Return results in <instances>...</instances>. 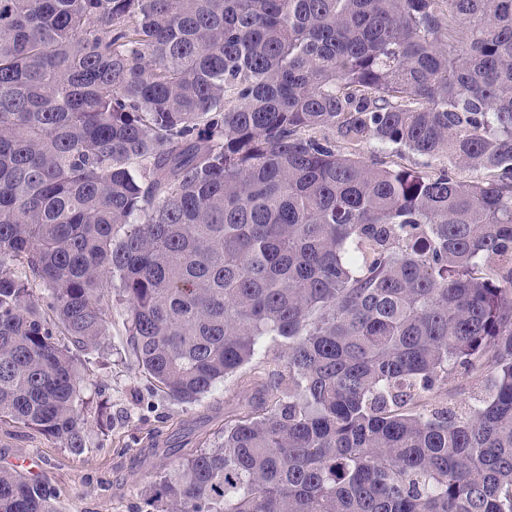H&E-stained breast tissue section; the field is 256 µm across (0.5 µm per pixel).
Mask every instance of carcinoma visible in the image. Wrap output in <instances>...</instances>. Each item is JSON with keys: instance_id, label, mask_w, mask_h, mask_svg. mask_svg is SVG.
Listing matches in <instances>:
<instances>
[{"instance_id": "carcinoma-1", "label": "carcinoma", "mask_w": 512, "mask_h": 512, "mask_svg": "<svg viewBox=\"0 0 512 512\" xmlns=\"http://www.w3.org/2000/svg\"><path fill=\"white\" fill-rule=\"evenodd\" d=\"M114 280L173 401L281 347L152 512H512V0H0V425L83 451ZM357 154H359L360 157L364 158L366 161H370L371 158H373L375 155L380 157H385V161L388 162V164H400L405 166H415V162L423 161L420 158L412 157L411 155H404L402 157L397 156L396 154H390V152H385V150L382 151L381 146L376 145L374 143L366 144L357 151ZM446 388L453 402H457L462 406L475 403V391L467 380L452 376L448 378Z\"/></svg>"}]
</instances>
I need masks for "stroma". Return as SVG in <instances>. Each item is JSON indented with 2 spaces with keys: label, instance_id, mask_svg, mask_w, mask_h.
Here are the masks:
<instances>
[{
  "label": "stroma",
  "instance_id": "35a3bbf8",
  "mask_svg": "<svg viewBox=\"0 0 512 512\" xmlns=\"http://www.w3.org/2000/svg\"><path fill=\"white\" fill-rule=\"evenodd\" d=\"M106 358H91L82 372L81 391L87 403L86 447L74 453L52 437L34 430L22 433L0 427V466H14L30 456L39 474L56 493L57 512H148L144 488L159 468L175 469L179 457L153 455L151 433L179 425L196 426L217 441L227 411L244 399L237 378H230L200 401L181 404L151 392L146 377L125 356L123 306L112 304V334ZM111 413L108 427L93 415L98 401Z\"/></svg>",
  "mask_w": 512,
  "mask_h": 512
}]
</instances>
